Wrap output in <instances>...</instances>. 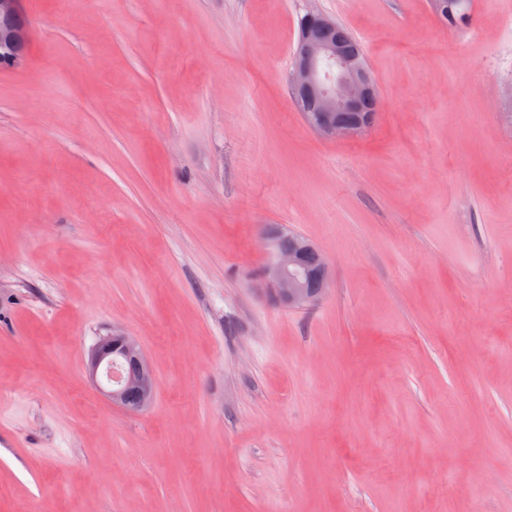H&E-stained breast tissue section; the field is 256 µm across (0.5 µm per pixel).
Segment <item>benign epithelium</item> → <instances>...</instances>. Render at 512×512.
Wrapping results in <instances>:
<instances>
[{"label": "benign epithelium", "instance_id": "1", "mask_svg": "<svg viewBox=\"0 0 512 512\" xmlns=\"http://www.w3.org/2000/svg\"><path fill=\"white\" fill-rule=\"evenodd\" d=\"M20 3L21 0H0V55L13 62L21 60L29 43L28 27L15 24L21 15ZM339 29V23L327 16L308 13L290 76L292 89H301L316 101L314 110L303 113L305 124L326 139L365 134L371 128L373 112L379 109L375 80L367 66L345 54L336 39ZM364 104L372 107V112L358 123L347 124L337 119L338 113L357 111ZM265 237L271 258L260 280L262 292L288 308L308 306L319 300L326 289L315 292L308 288L302 249H285L272 235L267 233ZM119 361L140 366L144 362L143 351L133 337L113 332L101 337L90 350L87 372L113 404L133 411L131 396L147 400L155 391L156 379L144 371L114 377L112 366Z\"/></svg>", "mask_w": 512, "mask_h": 512}]
</instances>
